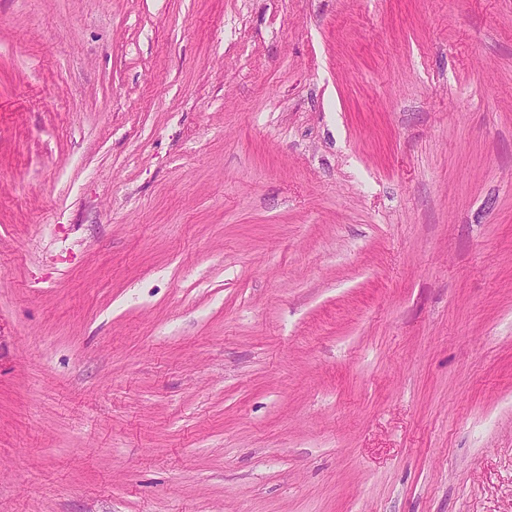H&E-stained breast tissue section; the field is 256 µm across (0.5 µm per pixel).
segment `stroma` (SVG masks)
Wrapping results in <instances>:
<instances>
[{"label": "stroma", "instance_id": "obj_1", "mask_svg": "<svg viewBox=\"0 0 512 512\" xmlns=\"http://www.w3.org/2000/svg\"><path fill=\"white\" fill-rule=\"evenodd\" d=\"M0 512H512V0H0Z\"/></svg>", "mask_w": 512, "mask_h": 512}]
</instances>
